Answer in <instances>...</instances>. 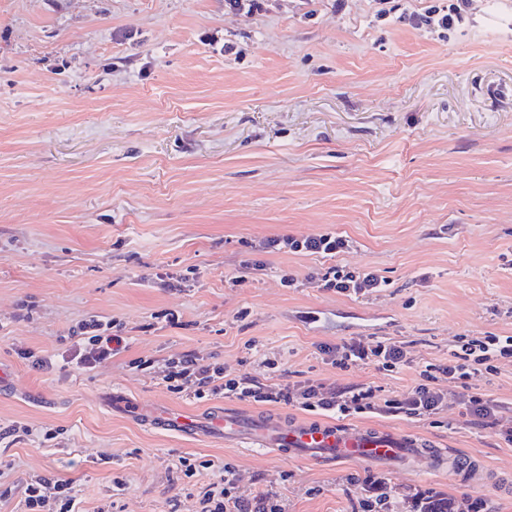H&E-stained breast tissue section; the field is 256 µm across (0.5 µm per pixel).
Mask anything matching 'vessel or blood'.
<instances>
[{
  "label": "vessel or blood",
  "instance_id": "vessel-or-blood-1",
  "mask_svg": "<svg viewBox=\"0 0 512 512\" xmlns=\"http://www.w3.org/2000/svg\"><path fill=\"white\" fill-rule=\"evenodd\" d=\"M133 414L160 431L190 435L200 428L194 416L166 407L141 405ZM209 432L227 445L246 444L312 463L354 461L397 471L445 469L453 475L463 467L457 453L432 447L426 440L399 429L368 424L311 417L291 420L260 411L226 408L210 417Z\"/></svg>",
  "mask_w": 512,
  "mask_h": 512
}]
</instances>
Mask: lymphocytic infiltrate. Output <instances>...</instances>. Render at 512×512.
Masks as SVG:
<instances>
[{"label": "lymphocytic infiltrate", "instance_id": "obj_1", "mask_svg": "<svg viewBox=\"0 0 512 512\" xmlns=\"http://www.w3.org/2000/svg\"><path fill=\"white\" fill-rule=\"evenodd\" d=\"M125 344V337L111 333L108 324L92 317L81 324L79 338L65 361L90 372L118 354ZM321 351L341 369L359 362H374L395 371L408 363L404 347L391 342L369 344L352 338L334 346H322ZM502 358H512V336L462 338L447 362L426 364L411 391L400 398L381 396L377 387L368 384L336 387L311 380H285L265 385L245 374L232 375L221 367L201 365L191 353L171 361L163 380L171 391H189L199 400L224 395L248 402L283 403L341 419L357 414L402 415L410 419L436 414L447 401L443 381L455 380L468 391L463 403L473 424L496 428L500 438L511 446L512 416L506 415L504 406L476 389L478 380L496 373V362ZM232 488V480L226 477L213 483L201 499L200 512H282L275 492L247 499L234 495ZM49 502L55 504L56 512H80L71 483L43 478L31 481L25 512H42Z\"/></svg>", "mask_w": 512, "mask_h": 512}]
</instances>
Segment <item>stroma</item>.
<instances>
[{"mask_svg": "<svg viewBox=\"0 0 512 512\" xmlns=\"http://www.w3.org/2000/svg\"><path fill=\"white\" fill-rule=\"evenodd\" d=\"M324 232L346 242L335 259L263 246ZM332 265L385 285L325 289ZM93 315L127 338L111 361L23 359L58 361ZM488 334L512 336V0H0V512H23L38 476L72 481L84 512H198L228 468L284 512H363L376 479L399 512L421 491L512 512V493L444 471L314 465L112 408L238 406L167 388L185 352L396 396ZM350 338L412 364L326 361ZM444 387L436 414L368 420L512 483V446ZM181 456L210 467L185 477Z\"/></svg>", "mask_w": 512, "mask_h": 512, "instance_id": "1", "label": "stroma"}]
</instances>
